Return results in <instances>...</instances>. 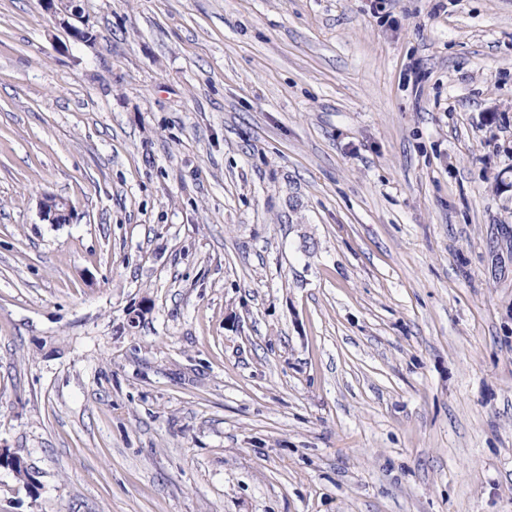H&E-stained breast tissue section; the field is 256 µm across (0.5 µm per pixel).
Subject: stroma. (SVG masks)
<instances>
[{"label": "stroma", "instance_id": "stroma-1", "mask_svg": "<svg viewBox=\"0 0 512 512\" xmlns=\"http://www.w3.org/2000/svg\"><path fill=\"white\" fill-rule=\"evenodd\" d=\"M81 5L0 0V512H512V0ZM44 4V8L54 14L62 16L59 23L66 27L69 31L71 38L77 42H89L91 41L89 31L79 28L66 19L74 18L80 19L82 9L79 4V0H41ZM63 206L64 210H60V207ZM40 209L43 220L50 224H67L73 219L74 210L72 206L52 195L43 198Z\"/></svg>", "mask_w": 512, "mask_h": 512}]
</instances>
